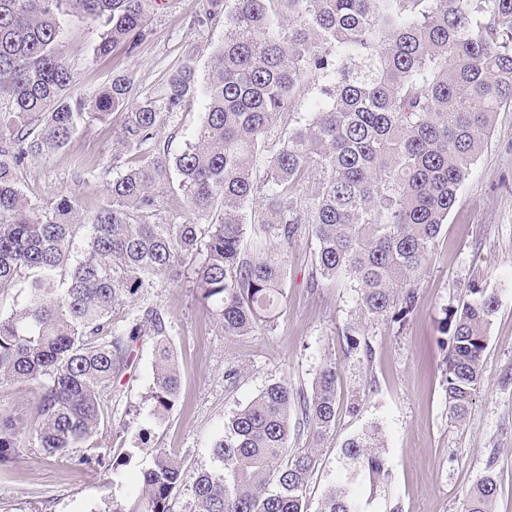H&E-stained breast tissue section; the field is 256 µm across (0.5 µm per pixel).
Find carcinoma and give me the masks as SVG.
Masks as SVG:
<instances>
[{"label":"carcinoma","instance_id":"cac0c4a2","mask_svg":"<svg viewBox=\"0 0 512 512\" xmlns=\"http://www.w3.org/2000/svg\"><path fill=\"white\" fill-rule=\"evenodd\" d=\"M72 1L103 28L100 57L136 48L157 5L0 0V293L25 285L23 305L0 314V381L38 389L28 413L0 403V469L24 448L65 457L89 442L104 416L100 393L121 382L144 336L156 339L155 414L174 407L169 319L145 296L161 277L178 282L189 263L224 335L244 336L279 318L288 248L311 234L310 287L338 279L350 288L358 325L342 333L346 354L370 357L360 327L407 322L414 276L496 113L512 108V0H199L192 25L224 26L205 81L189 51L151 91L115 71L86 96L73 95L59 50ZM196 103L203 120L172 155L161 131ZM114 112L123 116L117 140L134 155L108 184L109 204L88 215L66 193L44 206L31 198L24 166ZM174 188L193 219L161 217ZM495 309L478 278L445 313L437 345L458 419L481 386ZM336 382L328 363L311 394L278 380L233 413L212 446L214 467L191 486L189 512H309L318 459L290 439L335 425ZM139 440L148 448L147 433ZM382 447L370 429L343 454L380 482L389 477ZM150 453L137 496L109 512H170L182 462ZM496 495L495 476L484 475L465 512H493ZM317 512H357L352 489L330 487Z\"/></svg>","mask_w":512,"mask_h":512}]
</instances>
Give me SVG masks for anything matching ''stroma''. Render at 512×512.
Masks as SVG:
<instances>
[{
  "label": "stroma",
  "mask_w": 512,
  "mask_h": 512,
  "mask_svg": "<svg viewBox=\"0 0 512 512\" xmlns=\"http://www.w3.org/2000/svg\"><path fill=\"white\" fill-rule=\"evenodd\" d=\"M195 6L196 0H158L145 39L132 53L117 50L108 58L94 54L101 28L70 10L62 56L79 88L90 93L116 70L130 73L139 89L156 87L188 49L199 76L207 77L224 27L190 26ZM120 123V113H113L107 122L80 128L62 150L28 163L25 179L33 197L45 204L64 192L86 213L105 204L113 154L130 157L114 137ZM315 248L314 239L305 238L289 249L282 316L245 336L225 335L192 277L159 281L150 300L169 317L181 374L176 405L164 419L156 418L149 399L154 342L143 337L131 370L101 394L105 416L93 451L106 456L108 467L78 464L79 448L70 459L23 449L0 470V512H107L112 500L133 498L142 471L152 464L150 452L137 446L143 429L154 447L181 460L172 512H188L193 480L212 467L211 445L225 421L279 379L311 391L329 361L336 364V424L324 438L304 432L291 441L293 448L318 455L306 490L311 512L343 480L352 482L359 512H464L466 491L489 471L498 482L495 512H512V109L497 113L431 257L415 277L417 307L407 324L384 320L366 329L371 358L344 352L342 333L357 321L352 291L337 280L307 285ZM475 276L495 294L497 307L482 357L484 384L458 422L448 411L436 339L446 309L461 303L466 282ZM370 426L381 430L390 472L376 486L342 455L344 442Z\"/></svg>",
  "instance_id": "obj_1"
}]
</instances>
